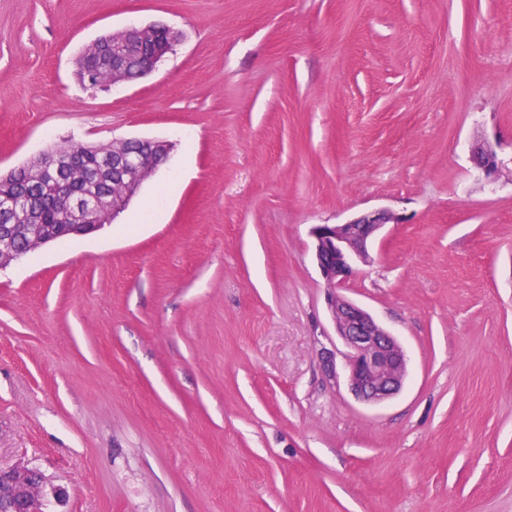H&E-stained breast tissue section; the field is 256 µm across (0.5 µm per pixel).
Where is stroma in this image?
Returning a JSON list of instances; mask_svg holds the SVG:
<instances>
[{
    "label": "stroma",
    "mask_w": 512,
    "mask_h": 512,
    "mask_svg": "<svg viewBox=\"0 0 512 512\" xmlns=\"http://www.w3.org/2000/svg\"><path fill=\"white\" fill-rule=\"evenodd\" d=\"M152 24L150 75L79 78ZM128 138L170 154L114 220L0 269V463L68 512H512V0H0V173ZM378 208L367 405L310 231ZM177 41L178 33L170 27L130 26L121 32L112 33V44L107 37L95 40L79 57L76 65L83 80L93 85L99 83L101 71L107 73L108 83L129 81L133 79L128 73L132 59H142L141 72L137 78L144 77L153 71L157 62Z\"/></svg>",
    "instance_id": "stroma-1"
}]
</instances>
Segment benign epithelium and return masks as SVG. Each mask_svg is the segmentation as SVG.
I'll use <instances>...</instances> for the list:
<instances>
[{
  "instance_id": "obj_1",
  "label": "benign epithelium",
  "mask_w": 512,
  "mask_h": 512,
  "mask_svg": "<svg viewBox=\"0 0 512 512\" xmlns=\"http://www.w3.org/2000/svg\"><path fill=\"white\" fill-rule=\"evenodd\" d=\"M177 41L178 33L170 27L130 26L110 39L95 40L79 57L77 68L83 80L93 85L99 83L102 71L110 83L129 81V62L140 58L144 77ZM168 151L163 141L130 138L112 142L108 154L90 145L67 154L43 151L0 175V184L22 180L40 189L33 196L0 195V266L17 259L26 248L32 251L68 235L95 232L125 207L166 160ZM473 159L487 177L498 169L496 154L480 143ZM111 182L121 185V194L110 196L104 191ZM46 206L55 210L62 223H41ZM396 223L392 211L380 209L343 224H316L311 230L336 336L346 347L347 387L357 400L368 404L381 403L402 390L408 375L406 353L367 310L337 289L353 275L355 261L368 260V243L384 226ZM66 503V492L46 487L38 469L0 466V512H50Z\"/></svg>"
}]
</instances>
